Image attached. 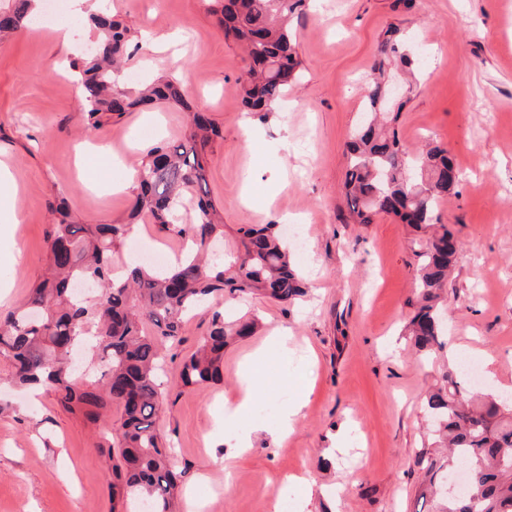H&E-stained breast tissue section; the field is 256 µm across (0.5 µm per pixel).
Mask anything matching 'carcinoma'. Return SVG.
<instances>
[{
	"label": "carcinoma",
	"mask_w": 512,
	"mask_h": 512,
	"mask_svg": "<svg viewBox=\"0 0 512 512\" xmlns=\"http://www.w3.org/2000/svg\"><path fill=\"white\" fill-rule=\"evenodd\" d=\"M211 13L224 37L239 44L248 69L241 81L243 106L266 118L302 73L296 26L310 0H211ZM0 12V32L16 29L29 16L31 0ZM105 33L96 54L81 68L82 111L93 127L103 117L154 103L187 105L180 86L161 80L135 96L115 92L112 72L128 54L130 29L105 17L93 18ZM412 37L396 26L382 34L379 57L367 77L363 120L347 145L344 189L349 212L358 224L393 215L417 230L415 312L409 321L414 348L426 359L445 347L441 307L459 251L443 252L451 236L436 211L456 183L458 171L439 147L415 155L401 141L397 112L387 111L386 96L394 71L416 83ZM220 137L217 126L192 114L184 139L151 147L135 171L138 193L131 218L144 216L162 232L183 236L179 214L184 204L196 211L191 245L172 268L159 272L136 265L123 278L112 274V252L127 233L124 224H77L64 201L50 204L54 219L47 232L48 268L18 311L0 319V355L11 359L22 385H40L59 403L94 417L117 406L115 442L102 449L108 459L107 484L112 512L133 510L141 502L150 512H174L182 474L170 464L169 448L157 428L163 397L164 352L182 343L184 319L207 301L226 296L265 295L289 304L306 293L288 243L278 224H244L240 244L244 260L213 266L209 244L224 236V216L212 203L207 181L209 149ZM253 318L225 319L212 312L205 336L183 361L180 385L204 388L223 380L224 347L255 333ZM96 337L103 371L93 383L75 381L65 352ZM443 384L428 390L426 413L433 423L430 440L417 453L422 471L418 499L430 512H512V407L490 394L461 387L449 365ZM460 462L472 472L469 493L445 494L448 470Z\"/></svg>",
	"instance_id": "1"
}]
</instances>
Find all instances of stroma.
<instances>
[{"mask_svg":"<svg viewBox=\"0 0 512 512\" xmlns=\"http://www.w3.org/2000/svg\"><path fill=\"white\" fill-rule=\"evenodd\" d=\"M209 0H107L113 19L130 30L137 52L119 86L174 78L187 108L155 115L127 112L88 125L69 73L97 41L89 20L0 33V161L19 188L10 247L0 279L10 283L5 315L22 306L48 259L49 203L63 197L81 224H129L115 268L133 265L132 243L174 256L182 238L149 221L130 223L133 190L109 185L133 177L160 140L183 138L187 112L212 119L222 132L210 155V197L224 210L222 249L214 262L239 253L244 224L299 225L305 253L294 260L307 294L293 305L262 296L226 299L232 316L248 314L258 332L224 350V380L184 388V356L204 335L213 303L192 313L177 358L166 362L167 388L158 429L184 474L177 512H416L421 475L415 457L425 441L424 391L439 377L406 340L413 314L418 232L391 217L353 223L346 200L345 150L364 102L365 77L391 25L413 31L419 87L400 113L397 130L410 150L425 143L447 149L461 173L437 211L460 245L448 285L447 355L465 350L486 359L481 388L512 387V0H318L297 28L303 76L266 119L249 116L239 93L246 69L241 50L225 40ZM160 35L146 49L145 33ZM111 145L112 158L77 164L75 147ZM287 329V360L262 361L261 394L238 422H275L281 403L302 399L288 438L253 434L246 455L233 457L224 439V403L241 396L240 364L269 330ZM0 356V512H110L102 448L112 442L118 411L98 421L64 409L54 392L10 382ZM349 453L330 456L335 440Z\"/></svg>","mask_w":512,"mask_h":512,"instance_id":"obj_1","label":"stroma"}]
</instances>
